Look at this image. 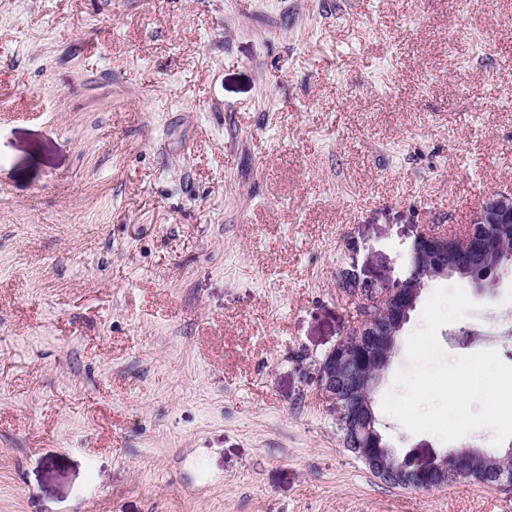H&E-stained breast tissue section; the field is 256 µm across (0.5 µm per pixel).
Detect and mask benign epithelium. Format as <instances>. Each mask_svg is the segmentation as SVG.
Listing matches in <instances>:
<instances>
[{"label":"benign epithelium","instance_id":"7a95c632","mask_svg":"<svg viewBox=\"0 0 512 512\" xmlns=\"http://www.w3.org/2000/svg\"><path fill=\"white\" fill-rule=\"evenodd\" d=\"M512 191H500L484 202L472 223L456 231L428 228L415 237L410 247V269L402 279L378 288L360 282L352 270L339 274L341 287L358 300L357 318L330 350L317 360L321 396L338 411L336 427L341 441L350 445L356 438L374 434L376 423L372 393L383 380L397 349V336L415 309L428 281L448 276V242L458 240L479 256L493 250L512 252ZM358 348L370 352L365 362L351 366ZM353 455L380 481L403 488L441 489L448 473L465 475L473 466V449L464 448L454 456L428 453L409 456L411 463L397 464L381 448L356 447ZM489 487L512 484V449L490 471Z\"/></svg>","mask_w":512,"mask_h":512}]
</instances>
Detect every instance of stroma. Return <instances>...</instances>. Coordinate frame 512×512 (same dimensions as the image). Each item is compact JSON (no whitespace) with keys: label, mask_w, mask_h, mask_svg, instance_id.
Here are the masks:
<instances>
[{"label":"stroma","mask_w":512,"mask_h":512,"mask_svg":"<svg viewBox=\"0 0 512 512\" xmlns=\"http://www.w3.org/2000/svg\"><path fill=\"white\" fill-rule=\"evenodd\" d=\"M474 2L0 0V512H512L373 477L315 365L340 270L512 189V0ZM473 301L445 358L512 365V278Z\"/></svg>","instance_id":"stroma-1"}]
</instances>
